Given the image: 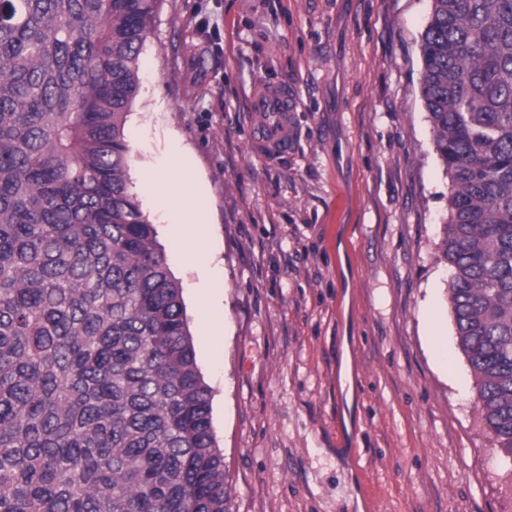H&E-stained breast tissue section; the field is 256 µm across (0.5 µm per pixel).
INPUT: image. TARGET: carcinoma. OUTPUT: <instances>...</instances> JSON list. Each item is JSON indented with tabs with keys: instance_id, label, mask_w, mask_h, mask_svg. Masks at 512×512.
Returning a JSON list of instances; mask_svg holds the SVG:
<instances>
[{
	"instance_id": "carcinoma-1",
	"label": "carcinoma",
	"mask_w": 512,
	"mask_h": 512,
	"mask_svg": "<svg viewBox=\"0 0 512 512\" xmlns=\"http://www.w3.org/2000/svg\"><path fill=\"white\" fill-rule=\"evenodd\" d=\"M158 0H0V512H230L182 290L130 188ZM458 346L512 463V0H432Z\"/></svg>"
}]
</instances>
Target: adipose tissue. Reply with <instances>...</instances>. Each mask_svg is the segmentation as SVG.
<instances>
[{
    "instance_id": "adipose-tissue-1",
    "label": "adipose tissue",
    "mask_w": 512,
    "mask_h": 512,
    "mask_svg": "<svg viewBox=\"0 0 512 512\" xmlns=\"http://www.w3.org/2000/svg\"><path fill=\"white\" fill-rule=\"evenodd\" d=\"M147 177L162 198L186 214L185 223L172 225L170 233L176 240L184 242V260L194 262L204 247L205 222L210 207L199 175L193 169L181 167L151 171Z\"/></svg>"
}]
</instances>
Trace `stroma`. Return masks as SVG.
Returning a JSON list of instances; mask_svg holds the SVG:
<instances>
[{"mask_svg":"<svg viewBox=\"0 0 512 512\" xmlns=\"http://www.w3.org/2000/svg\"><path fill=\"white\" fill-rule=\"evenodd\" d=\"M431 0H160L130 187L182 288L232 512H512L457 345L445 169L421 93ZM288 89L293 146L250 143ZM196 169L213 245L145 177Z\"/></svg>","mask_w":512,"mask_h":512,"instance_id":"stroma-1","label":"stroma"}]
</instances>
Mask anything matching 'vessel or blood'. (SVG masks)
<instances>
[{
    "mask_svg": "<svg viewBox=\"0 0 512 512\" xmlns=\"http://www.w3.org/2000/svg\"><path fill=\"white\" fill-rule=\"evenodd\" d=\"M252 107L259 116L253 133L254 144L273 156L286 153L292 143L289 123L292 101L287 91L257 93Z\"/></svg>",
    "mask_w": 512,
    "mask_h": 512,
    "instance_id": "obj_1",
    "label": "vessel or blood"
}]
</instances>
